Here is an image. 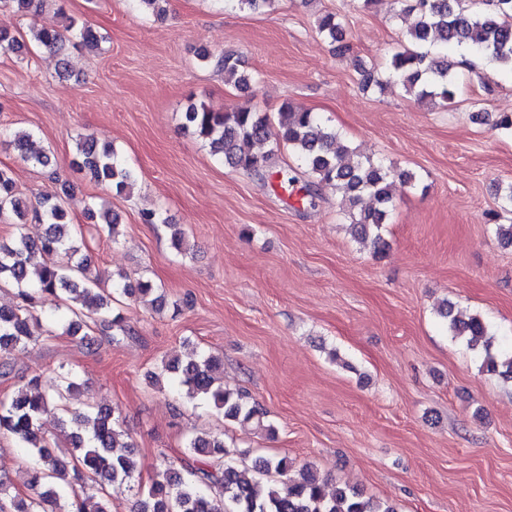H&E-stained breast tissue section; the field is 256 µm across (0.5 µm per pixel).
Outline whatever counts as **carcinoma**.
<instances>
[{
	"label": "carcinoma",
	"mask_w": 512,
	"mask_h": 512,
	"mask_svg": "<svg viewBox=\"0 0 512 512\" xmlns=\"http://www.w3.org/2000/svg\"><path fill=\"white\" fill-rule=\"evenodd\" d=\"M400 14H414L415 21L405 33L407 45L392 54L389 78L420 101L436 99L443 104L455 100L458 86L450 72L445 51L466 46L487 55L502 69L512 72V0H486L488 7L471 9L462 0H396ZM44 0H0L1 8H12L23 15L42 9ZM318 32L339 55L350 52L342 23L334 13L317 19ZM35 45L58 57V73L68 72L63 54L64 43L71 37L94 48L102 37L91 26L72 21L65 32L46 27L30 28ZM0 52L18 56L28 52L25 42L0 32ZM224 71L225 80L234 86L248 87L251 74L242 69V61L233 55H200ZM183 128L205 142L212 155L231 168L259 174L268 167L281 146L292 149L315 176L317 185L329 186L340 196L348 213L352 236L385 251L381 229L394 203L395 180L410 183L415 176L395 172L380 161L363 156L327 125L316 112L285 102L276 118L244 103L224 110L205 104H193L184 112ZM5 143L27 161L48 167L51 157L44 151L30 149L32 134L24 130L0 127V143ZM80 167L98 183H108L116 191L131 192L138 181L136 169L112 146L99 143L92 135L76 140ZM73 200L70 189L41 197L29 207L15 188L12 176L0 168V218L11 214L18 220L17 232L9 244H0V284L17 289L18 302L0 307V358L3 366L14 350L38 339L34 327L40 325L36 315L42 296L49 294L69 301L71 317L64 320V333L75 336L90 324L117 329L127 334L120 315H112V293L129 298L155 295L152 302L162 309L165 295L148 279L132 284L119 276L106 290L91 273L90 259L80 253L68 221ZM46 225L43 233L33 237L24 232L27 219ZM42 262L32 263L35 255ZM448 333L465 339L480 359V368L489 375L512 379V348L494 349V337L478 314L454 312L451 305L440 311ZM60 388L53 393L42 388L41 375L35 373L18 393L0 399V435L14 437L20 448L30 455L27 492L11 493L0 482V501L10 503V512H110L106 482L120 487L130 483L140 469L119 419L106 406H88L82 410L63 405L78 388L72 373L59 372ZM155 381L166 380L190 400L209 402L222 412L224 419L248 423L269 435L275 427L266 420V412L250 401L243 390L224 387L221 360L201 354L186 363L174 357L162 360ZM57 410L64 443L50 437L43 429V416ZM187 448L192 460H163L156 468L147 492L138 501V512H396L384 503L363 499L355 490L338 487L334 495L326 494L327 480L310 467L293 473L294 464L286 457H260L254 471L275 473L279 483L264 482L246 469L228 461L235 451L227 448L219 436L198 434L189 439ZM73 470L84 475L92 486L58 491L56 478Z\"/></svg>",
	"instance_id": "1"
}]
</instances>
